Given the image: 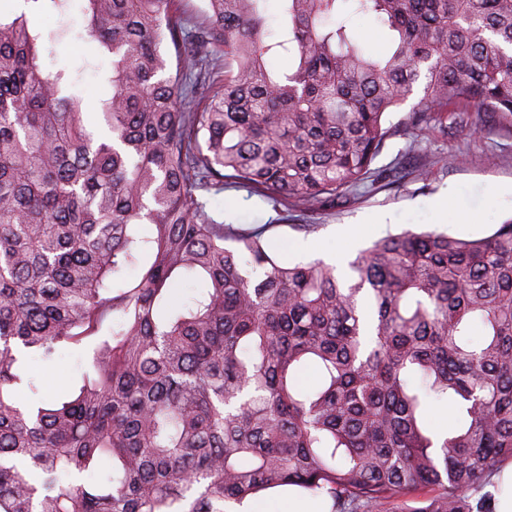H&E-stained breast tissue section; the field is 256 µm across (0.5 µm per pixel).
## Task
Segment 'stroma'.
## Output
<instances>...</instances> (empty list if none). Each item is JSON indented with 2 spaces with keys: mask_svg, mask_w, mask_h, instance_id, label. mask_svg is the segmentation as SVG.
I'll return each instance as SVG.
<instances>
[{
  "mask_svg": "<svg viewBox=\"0 0 512 512\" xmlns=\"http://www.w3.org/2000/svg\"><path fill=\"white\" fill-rule=\"evenodd\" d=\"M82 0H71L69 35L56 39L54 16L31 0H0V14L26 12L41 34V64L49 70L84 66L82 89L90 105L111 92L102 75L108 61L83 38ZM454 163H447V156ZM407 167L426 168L427 179L406 177L375 189L364 184L339 197L331 214L313 216L310 226L284 221L279 210L257 193L232 184L223 192L203 194L208 214L218 222L242 229L263 230L274 251L288 263L345 259L337 273L348 279V263L374 241L406 229L438 230L466 239L490 235L512 217V134L489 125L478 134L464 129L441 133L427 125L388 141L375 160L384 169L396 160ZM89 346L63 349L54 363L32 358L27 370L52 393L75 386L87 365Z\"/></svg>",
  "mask_w": 512,
  "mask_h": 512,
  "instance_id": "35a3bbf8",
  "label": "stroma"
}]
</instances>
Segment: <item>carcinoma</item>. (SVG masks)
<instances>
[{
  "mask_svg": "<svg viewBox=\"0 0 512 512\" xmlns=\"http://www.w3.org/2000/svg\"><path fill=\"white\" fill-rule=\"evenodd\" d=\"M33 2L67 33L70 0ZM84 2L109 58L100 129L82 69H44L26 15L0 19V512H227L285 486L331 512H491L512 460V219L379 239L347 284L197 192L241 184L306 222L415 127L512 129V0H281L276 40L265 0H205L192 24L172 0ZM91 337L80 384L44 400L28 357ZM432 402L454 413L442 433ZM369 23L371 26H369ZM354 25L360 41L370 55L382 57L388 53L390 48L388 38L372 18L367 16L357 17Z\"/></svg>",
  "mask_w": 512,
  "mask_h": 512,
  "instance_id": "obj_1",
  "label": "carcinoma"
}]
</instances>
